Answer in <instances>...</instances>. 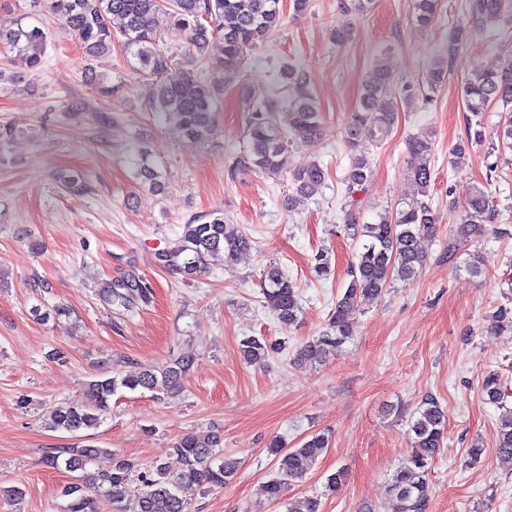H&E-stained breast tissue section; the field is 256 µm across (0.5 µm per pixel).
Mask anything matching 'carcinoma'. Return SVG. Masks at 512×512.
<instances>
[{"label": "carcinoma", "mask_w": 512, "mask_h": 512, "mask_svg": "<svg viewBox=\"0 0 512 512\" xmlns=\"http://www.w3.org/2000/svg\"><path fill=\"white\" fill-rule=\"evenodd\" d=\"M40 1L74 35L86 56L94 58L119 48L123 61L141 79L145 111L160 123L177 125L187 137L198 141L211 140L217 131V83L208 82L195 72V66L205 62L211 41L219 38L224 44L223 59L213 70L222 74L225 83L244 70L252 51L265 43L284 21L280 0H35ZM413 6L415 21L429 26L438 17L441 0H413ZM511 8L512 0H467L464 17L448 39L447 55H455L470 33L496 23ZM161 17L170 26L187 33L186 44L178 54L159 44ZM48 38L45 28L24 25L20 19L13 28H0V44L8 47L21 63L19 70L0 69V90H11L36 76ZM180 62L185 65L182 79L177 83L167 82V72ZM447 77L448 69L443 63L429 70L426 75L429 92L437 91ZM282 79L296 87V94L289 102L288 127H281L273 118L271 97H250L247 145L235 159L236 168L275 176L283 170L289 147H314L321 141L322 114L302 75L285 65ZM85 80L106 97L121 88V83H114L93 69L85 73ZM460 94L465 110L475 122L468 127L466 140L452 147L448 163L458 166L469 147L483 141L482 115L492 104L505 107L497 126L499 147L512 150V59L496 70L473 69L461 82ZM395 96L394 77L381 57L361 91L356 111L343 127V139L352 155L344 178L350 197L362 190L371 174L362 131L366 129L371 137L381 139L394 128L398 112L390 106V101ZM408 150V173L420 197L404 203L395 215L383 217L376 224H364L356 231V236L364 242L357 262L350 269L351 280L336 299L328 329L297 349L298 362H317L330 350L346 343L352 337L353 319L360 308L381 298L395 281L413 283L425 265L426 257L419 241L435 233L438 223L437 213L423 200L432 181V139H413L408 143ZM130 164L139 185L155 192L165 189L159 164L147 150L138 148ZM325 180L326 172L318 163L291 173L292 193L288 204L305 203ZM491 219L489 198L477 187L463 207L460 223L450 230L448 256H453L462 244L480 238ZM253 246L254 241L239 225L227 222L222 214L207 213L183 225L177 244L161 250V267L199 275L217 260L231 267L241 253ZM261 291L267 307L279 320L290 326L298 322L300 295L279 263L265 267ZM104 294L108 302L117 301L125 306L136 296L148 299L149 288L136 281L110 283ZM492 328L512 331V307H497L492 314ZM240 350L247 362L257 364L278 347L263 337L246 336L240 341ZM191 363V356L183 355L164 368L149 367L133 376L119 372L92 380L87 384L85 398L51 410V428L74 434L97 427L120 388L175 394L181 390ZM480 390L489 403L502 410L497 450L500 456L512 461V406H507V388L499 375L490 373L483 377ZM447 425L439 401L432 396L425 397L410 424L414 451L399 464L388 483V493L397 504V512H427L425 487L431 465L444 443ZM220 444L218 437L202 438L194 434L178 437L171 446L169 460L155 466L154 478L136 473L134 463L116 453L110 470L89 471L88 465L108 452L92 444L65 448L64 459L52 456L47 464L57 468L62 462L66 470L77 473L75 481L62 490V496L68 499L64 512H93L95 491L111 495L119 505V512H188L184 490L222 488L238 475L239 461L225 456ZM329 444V436L319 433L299 447L278 454L275 473L265 483L268 501L278 503L290 488L300 485ZM288 512H321V499L312 495L292 501L288 503Z\"/></svg>", "instance_id": "cac0c4a2"}]
</instances>
